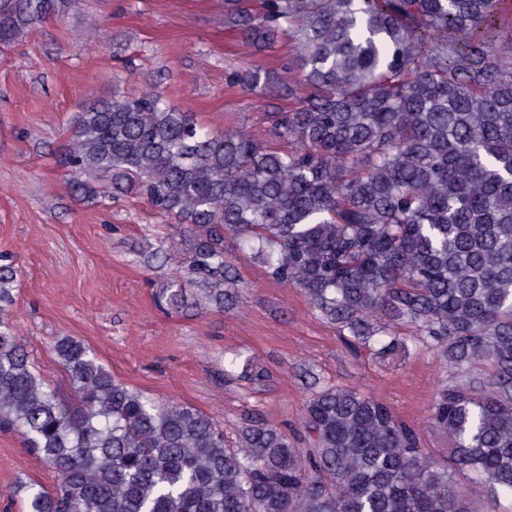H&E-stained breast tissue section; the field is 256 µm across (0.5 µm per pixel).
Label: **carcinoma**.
I'll use <instances>...</instances> for the list:
<instances>
[{
    "label": "carcinoma",
    "mask_w": 512,
    "mask_h": 512,
    "mask_svg": "<svg viewBox=\"0 0 512 512\" xmlns=\"http://www.w3.org/2000/svg\"><path fill=\"white\" fill-rule=\"evenodd\" d=\"M73 0H0V45ZM248 44L294 40L298 105L267 114L278 149L201 124L158 93L82 106L59 163L87 198L134 194L184 225L164 258L187 265L159 296L176 313L240 302L228 246L260 256L328 322L392 349L374 318L430 337L479 395L436 397L446 462L357 389L323 387L290 437L254 416L235 441L210 415L116 380L81 341L54 351L64 406L9 316L18 270L0 254V432L56 474L13 487L22 512H512V0H227ZM253 90L274 77L246 69ZM485 488L477 509L455 474Z\"/></svg>",
    "instance_id": "obj_1"
}]
</instances>
